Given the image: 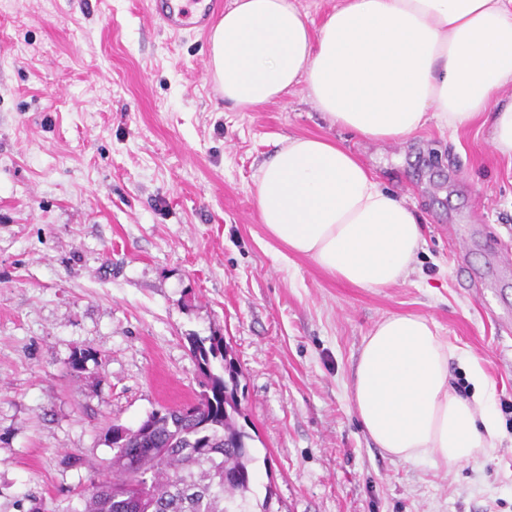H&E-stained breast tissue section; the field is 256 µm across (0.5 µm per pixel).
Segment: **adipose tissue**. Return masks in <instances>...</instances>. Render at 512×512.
<instances>
[{"instance_id":"adipose-tissue-1","label":"adipose tissue","mask_w":512,"mask_h":512,"mask_svg":"<svg viewBox=\"0 0 512 512\" xmlns=\"http://www.w3.org/2000/svg\"><path fill=\"white\" fill-rule=\"evenodd\" d=\"M207 70L226 101L262 105L297 85L330 126L372 141L428 122L459 130L485 119L512 158V0H342L318 29L293 0H231L209 36ZM272 238L358 288L404 283L424 244L418 215L341 144L286 139L256 176ZM459 347L425 316L391 315L362 340L352 408L392 459L469 464L495 451L501 427L488 382L450 384Z\"/></svg>"}]
</instances>
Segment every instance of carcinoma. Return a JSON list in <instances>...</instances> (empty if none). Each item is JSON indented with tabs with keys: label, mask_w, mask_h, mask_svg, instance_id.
I'll return each mask as SVG.
<instances>
[{
	"label": "carcinoma",
	"mask_w": 512,
	"mask_h": 512,
	"mask_svg": "<svg viewBox=\"0 0 512 512\" xmlns=\"http://www.w3.org/2000/svg\"><path fill=\"white\" fill-rule=\"evenodd\" d=\"M192 354L202 374L195 412L165 408L150 427L125 429L112 477L50 512H270L271 492L251 501L253 436L239 423L240 373L225 363L224 337L193 341Z\"/></svg>",
	"instance_id": "cac0c4a2"
}]
</instances>
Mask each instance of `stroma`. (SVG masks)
I'll use <instances>...</instances> for the list:
<instances>
[{
	"label": "stroma",
	"instance_id": "stroma-1",
	"mask_svg": "<svg viewBox=\"0 0 512 512\" xmlns=\"http://www.w3.org/2000/svg\"><path fill=\"white\" fill-rule=\"evenodd\" d=\"M208 35L147 0H0V512L77 499L109 428L194 402L195 339L223 337L275 512H512V160L488 130L428 123L388 142L329 127L304 85L227 103ZM329 136L423 220L414 272L342 282L261 224L255 178L282 139ZM433 319L476 361L502 436L491 457L391 459L351 408L361 341ZM86 352L74 368L75 352Z\"/></svg>",
	"mask_w": 512,
	"mask_h": 512
}]
</instances>
